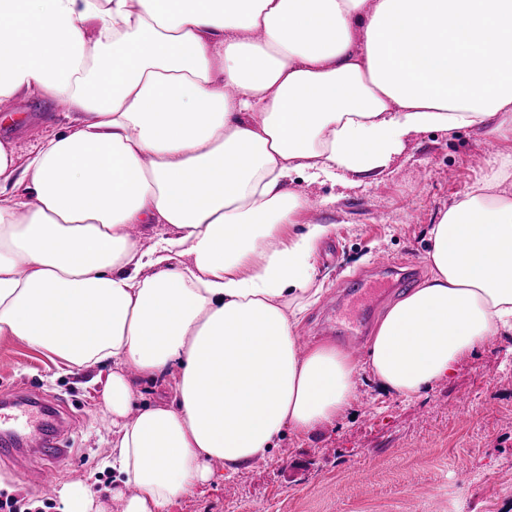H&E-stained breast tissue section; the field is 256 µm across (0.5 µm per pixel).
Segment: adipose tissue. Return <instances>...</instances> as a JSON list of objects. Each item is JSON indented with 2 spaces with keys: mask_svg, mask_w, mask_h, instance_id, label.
<instances>
[{
  "mask_svg": "<svg viewBox=\"0 0 512 512\" xmlns=\"http://www.w3.org/2000/svg\"><path fill=\"white\" fill-rule=\"evenodd\" d=\"M507 45L512 0H0V102L77 115L26 161L0 144V337L110 365L122 512H168L211 461L345 412L357 363L302 350L284 310L330 230H294L288 180L371 175L431 129L512 142ZM511 178L493 164L441 212L432 278L381 321L368 365L393 394L512 334ZM135 224L171 234L143 252ZM167 375L170 402L137 404Z\"/></svg>",
  "mask_w": 512,
  "mask_h": 512,
  "instance_id": "obj_1",
  "label": "adipose tissue"
}]
</instances>
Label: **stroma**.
<instances>
[{
	"label": "stroma",
	"mask_w": 512,
	"mask_h": 512,
	"mask_svg": "<svg viewBox=\"0 0 512 512\" xmlns=\"http://www.w3.org/2000/svg\"><path fill=\"white\" fill-rule=\"evenodd\" d=\"M72 123L63 101L22 95L0 113V142L27 154ZM474 128L411 135L382 172L347 181L291 187L305 195L299 224H327L316 246L317 293L296 317L306 346L336 344L323 334L327 310L342 290L367 275L385 254L433 275L430 231L441 211L483 179L492 159H512V144L486 152ZM108 367L58 369L49 355L17 338H0V395L22 387L52 399L70 423V453L52 475L58 488L79 471L100 512H122L112 496V424L102 413L101 377ZM336 421L313 432L290 431L269 457L214 477L172 504L169 512H512V334L492 336L445 379L418 396L382 392L367 370ZM0 493L29 503L32 512H59L17 464L0 462Z\"/></svg>",
	"instance_id": "35a3bbf8"
}]
</instances>
